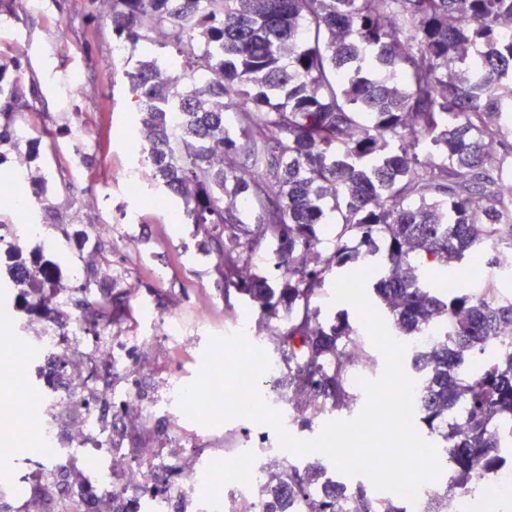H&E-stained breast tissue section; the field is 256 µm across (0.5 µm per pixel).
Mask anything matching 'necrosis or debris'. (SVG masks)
<instances>
[{"label": "necrosis or debris", "instance_id": "1", "mask_svg": "<svg viewBox=\"0 0 512 512\" xmlns=\"http://www.w3.org/2000/svg\"><path fill=\"white\" fill-rule=\"evenodd\" d=\"M115 239L125 248L133 246L132 237L118 235L109 224H73L54 241L40 224H0V283L22 293L0 315L22 330L11 357L24 370L21 387L38 391L34 413L13 403L5 411L19 436L41 449L20 485L0 486V502L11 512H32L36 506L42 512H83L89 491L99 507L117 502L130 512H169L176 499L186 501L191 512H259L262 469L204 492L200 483L212 476L214 466L201 457L186 466L161 452L137 465L127 459L124 424L113 419V407L139 420L176 423L184 414L178 405L180 381L169 383L160 401L145 399L138 390L132 350L143 346L144 338L113 335L108 324L89 333L85 311L75 302L72 281L83 277L87 262L96 261L100 244ZM56 245L71 253L62 271L51 254ZM114 373L127 376L128 384L113 386ZM159 472L174 478L163 492H146Z\"/></svg>", "mask_w": 512, "mask_h": 512}]
</instances>
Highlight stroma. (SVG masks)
Segmentation results:
<instances>
[{"label": "stroma", "mask_w": 512, "mask_h": 512, "mask_svg": "<svg viewBox=\"0 0 512 512\" xmlns=\"http://www.w3.org/2000/svg\"><path fill=\"white\" fill-rule=\"evenodd\" d=\"M90 12L87 0H42L36 13L28 0H12L5 22L11 35L0 38V75L18 83L15 118L35 136L30 147L36 162L24 187L10 183L6 191L29 202L41 179H48L50 188L42 205H0V224H42L50 237L59 224L106 222L122 231L140 225L134 251L119 245L112 249V263L121 272L119 289L150 300L160 312L179 315L187 325L184 346L157 340L140 351L145 388L155 396L170 379L188 383L197 377L212 337L240 332L252 342L282 322L272 318L260 324L257 303L243 296L223 298L217 290L216 258L192 225L179 220V200L127 194L126 178L142 165L136 143L122 133L136 119L135 105L111 27L106 19H91ZM106 72L111 75L107 81L102 78ZM78 78L87 87L81 94L74 91ZM77 145L82 148L78 158L72 155ZM161 266L167 271L163 280L154 274ZM332 296V285H325L318 297L322 318L348 319L364 349L381 359L358 308L333 302ZM204 306L210 309L211 324L201 328L196 314ZM187 429L195 435V452L218 464L233 446L278 445L274 427L246 418L216 426L194 422Z\"/></svg>", "instance_id": "35a3bbf8"}]
</instances>
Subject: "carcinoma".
I'll use <instances>...</instances> for the list:
<instances>
[{
	"label": "carcinoma",
	"instance_id": "carcinoma-1",
	"mask_svg": "<svg viewBox=\"0 0 512 512\" xmlns=\"http://www.w3.org/2000/svg\"><path fill=\"white\" fill-rule=\"evenodd\" d=\"M512 0H112L128 90L149 134L147 183L217 256L224 299L258 302L288 325L264 337L284 362L277 400L313 428L347 411L357 331L317 306L327 277L373 266L366 283L394 331L413 339L416 432L437 437L448 482L424 512L512 468V299L434 280L435 269L512 248ZM149 45L170 66L137 59ZM18 85L0 77L10 128ZM251 161L242 167L238 158ZM255 209L250 220L243 211ZM266 246L282 285L256 271ZM91 321L131 317L123 293L89 303ZM324 456L265 475L262 512H407L398 495L333 480Z\"/></svg>",
	"mask_w": 512,
	"mask_h": 512
}]
</instances>
